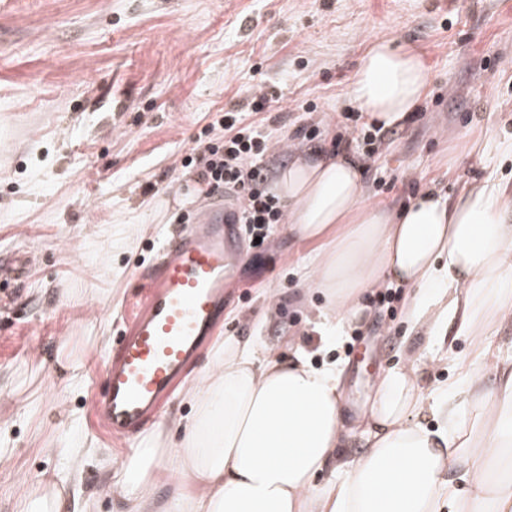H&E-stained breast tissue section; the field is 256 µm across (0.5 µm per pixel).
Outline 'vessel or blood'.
Instances as JSON below:
<instances>
[{
    "mask_svg": "<svg viewBox=\"0 0 512 512\" xmlns=\"http://www.w3.org/2000/svg\"><path fill=\"white\" fill-rule=\"evenodd\" d=\"M235 225L217 204L166 242L117 356L105 368L104 426L125 437L172 391L211 336L228 298L226 282L241 261Z\"/></svg>",
    "mask_w": 512,
    "mask_h": 512,
    "instance_id": "obj_1",
    "label": "vessel or blood"
}]
</instances>
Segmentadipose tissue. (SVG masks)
Masks as SVG:
<instances>
[{
    "label": "adipose tissue",
    "mask_w": 512,
    "mask_h": 512,
    "mask_svg": "<svg viewBox=\"0 0 512 512\" xmlns=\"http://www.w3.org/2000/svg\"><path fill=\"white\" fill-rule=\"evenodd\" d=\"M427 83L418 52L380 40L361 57L351 98L387 129L411 118ZM274 190L289 234L321 245L303 282L327 299V334L360 316L362 293L386 285L406 289L413 328H454L469 357L453 383L426 394L414 357L380 375L352 427L366 448L349 458L341 370L225 337L186 391L190 416L153 424L113 463L106 493L126 512H512V366L491 388L482 373L512 315V193L489 181L452 199L427 189L397 210L372 207L360 164L345 156L300 159ZM423 413L440 428H425ZM58 453L65 471L29 480L16 512H94L95 497L72 499L68 484L95 448Z\"/></svg>",
    "instance_id": "obj_1"
}]
</instances>
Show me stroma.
I'll list each match as a JSON object with an SVG mask.
<instances>
[{
	"label": "stroma",
	"instance_id": "stroma-1",
	"mask_svg": "<svg viewBox=\"0 0 512 512\" xmlns=\"http://www.w3.org/2000/svg\"><path fill=\"white\" fill-rule=\"evenodd\" d=\"M379 39L422 55L428 92L364 172L366 202L396 209L415 187L452 197L488 180L511 185L499 145L512 139V0H0V259L24 273L0 278V445L26 462L23 476L0 472V512H16L24 478L60 469L57 440L101 450L73 484L84 495L108 481L104 459L140 443L106 432L96 395L158 240L224 199L201 195L182 165L202 129L223 141L217 111L275 84L290 112L266 126L273 173L308 156L309 143L289 149L285 138L309 119L332 154L343 113L356 109L351 77ZM238 240L224 316L158 420L190 415L182 390L230 335L343 368L349 404L404 353L418 354L425 392L454 381L470 354L466 338L409 333L401 288L367 292L362 316L328 340L312 324L323 296L301 287L317 243L284 224L262 246L244 231ZM76 363L85 374L73 387ZM34 399L49 410L38 435L26 421Z\"/></svg>",
	"mask_w": 512,
	"mask_h": 512
}]
</instances>
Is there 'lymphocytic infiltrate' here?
I'll use <instances>...</instances> for the list:
<instances>
[{"mask_svg": "<svg viewBox=\"0 0 512 512\" xmlns=\"http://www.w3.org/2000/svg\"><path fill=\"white\" fill-rule=\"evenodd\" d=\"M281 101L276 86L260 87L250 94L246 109L225 111L222 144L196 146L183 160L208 194L221 191L233 198L238 223L247 225L254 238L266 237L270 227L285 219L282 204L268 189L270 136L251 120L259 112L280 111Z\"/></svg>", "mask_w": 512, "mask_h": 512, "instance_id": "obj_1", "label": "lymphocytic infiltrate"}]
</instances>
